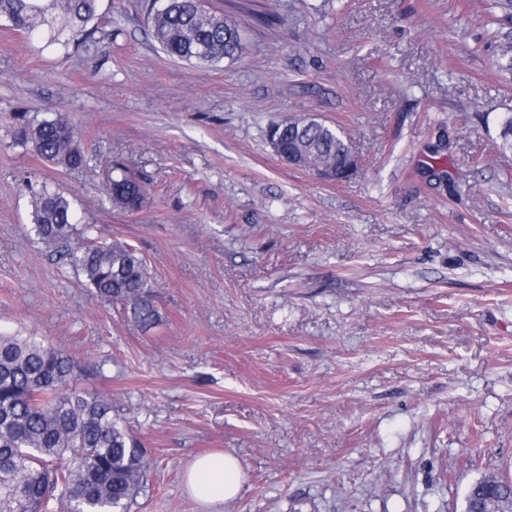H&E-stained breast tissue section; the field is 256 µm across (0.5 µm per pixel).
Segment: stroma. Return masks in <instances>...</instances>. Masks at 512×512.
Returning <instances> with one entry per match:
<instances>
[{
    "mask_svg": "<svg viewBox=\"0 0 512 512\" xmlns=\"http://www.w3.org/2000/svg\"><path fill=\"white\" fill-rule=\"evenodd\" d=\"M243 54L166 55L150 0H100L96 45L0 25V334L82 366L151 462L130 512H201L196 455H236L223 512H463L512 481V11L487 0H211ZM68 117L88 159L50 166L15 116ZM340 126L342 182L288 166L271 124ZM126 172L147 201L106 188ZM135 245L160 324L142 330L29 235L26 183ZM462 186L453 194L452 186ZM107 194L113 205L130 212L141 210L146 200L144 187L126 173L111 178ZM480 487L492 488V494L501 505L508 508L512 501V482L504 480L494 475H490L480 480Z\"/></svg>",
    "mask_w": 512,
    "mask_h": 512,
    "instance_id": "35a3bbf8",
    "label": "stroma"
}]
</instances>
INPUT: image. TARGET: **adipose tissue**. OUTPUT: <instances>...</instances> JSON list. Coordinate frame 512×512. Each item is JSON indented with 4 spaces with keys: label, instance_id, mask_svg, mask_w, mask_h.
Returning a JSON list of instances; mask_svg holds the SVG:
<instances>
[{
    "label": "adipose tissue",
    "instance_id": "obj_1",
    "mask_svg": "<svg viewBox=\"0 0 512 512\" xmlns=\"http://www.w3.org/2000/svg\"><path fill=\"white\" fill-rule=\"evenodd\" d=\"M243 479L240 461L221 451L197 456L184 473L187 492L206 510L235 500Z\"/></svg>",
    "mask_w": 512,
    "mask_h": 512
}]
</instances>
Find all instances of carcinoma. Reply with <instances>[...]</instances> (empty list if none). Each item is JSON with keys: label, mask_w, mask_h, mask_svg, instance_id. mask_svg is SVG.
Returning a JSON list of instances; mask_svg holds the SVG:
<instances>
[{"label": "carcinoma", "mask_w": 512, "mask_h": 512, "mask_svg": "<svg viewBox=\"0 0 512 512\" xmlns=\"http://www.w3.org/2000/svg\"><path fill=\"white\" fill-rule=\"evenodd\" d=\"M97 0H0V20L45 42L69 44L96 17ZM151 35L170 57L207 67L233 60L243 50L239 25L205 0H152ZM308 163L344 170L352 158L344 131L312 121L303 128ZM76 131L61 116H20L16 139L45 161L79 170L87 158ZM30 194V233L59 254L101 300L122 307L145 330L162 315L148 265L133 245L107 242L74 224L70 202L44 184ZM112 204L143 208L144 187L123 173L111 178ZM79 366L62 348L35 336L0 335V512H129L144 487L150 462L138 440L112 418V400L76 386ZM501 505L512 502V482L480 480Z\"/></svg>", "instance_id": "1"}]
</instances>
